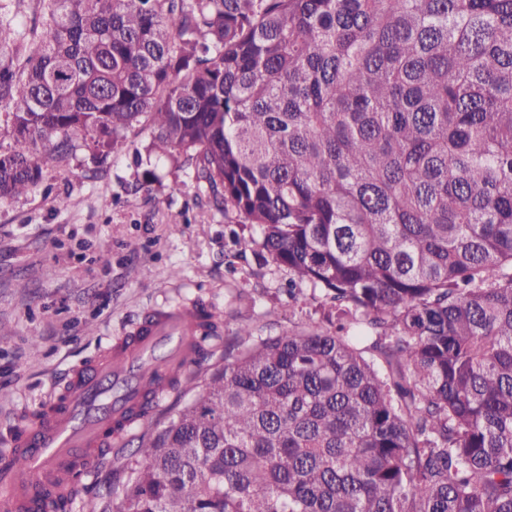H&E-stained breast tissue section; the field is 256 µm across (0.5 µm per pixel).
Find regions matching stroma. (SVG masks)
<instances>
[{"label":"stroma","instance_id":"obj_1","mask_svg":"<svg viewBox=\"0 0 512 512\" xmlns=\"http://www.w3.org/2000/svg\"><path fill=\"white\" fill-rule=\"evenodd\" d=\"M158 182L133 184L132 154L97 163L78 145L67 162L43 160L29 193L0 199V431L33 415L63 374L148 311L202 301L226 321L222 341L152 415L104 459L86 497L115 503L136 451L224 366L238 325L282 336L324 321L320 289L296 281L261 246L238 257L234 236L260 229L207 204L192 172L152 161ZM69 206H60L61 197Z\"/></svg>","mask_w":512,"mask_h":512}]
</instances>
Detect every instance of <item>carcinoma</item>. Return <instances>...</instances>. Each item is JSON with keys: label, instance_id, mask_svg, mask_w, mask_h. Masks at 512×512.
Instances as JSON below:
<instances>
[{"label": "carcinoma", "instance_id": "cac0c4a2", "mask_svg": "<svg viewBox=\"0 0 512 512\" xmlns=\"http://www.w3.org/2000/svg\"><path fill=\"white\" fill-rule=\"evenodd\" d=\"M41 5L0 198L144 122L336 312L238 325L113 512H512V0Z\"/></svg>", "mask_w": 512, "mask_h": 512}]
</instances>
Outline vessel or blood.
Wrapping results in <instances>:
<instances>
[{
	"label": "vessel or blood",
	"mask_w": 512,
	"mask_h": 512,
	"mask_svg": "<svg viewBox=\"0 0 512 512\" xmlns=\"http://www.w3.org/2000/svg\"><path fill=\"white\" fill-rule=\"evenodd\" d=\"M204 334L194 305L155 309L73 367L34 423L0 439V512H51L59 496L78 498L89 459L108 453L137 423L141 403H160L169 380L200 360Z\"/></svg>",
	"instance_id": "obj_1"
}]
</instances>
